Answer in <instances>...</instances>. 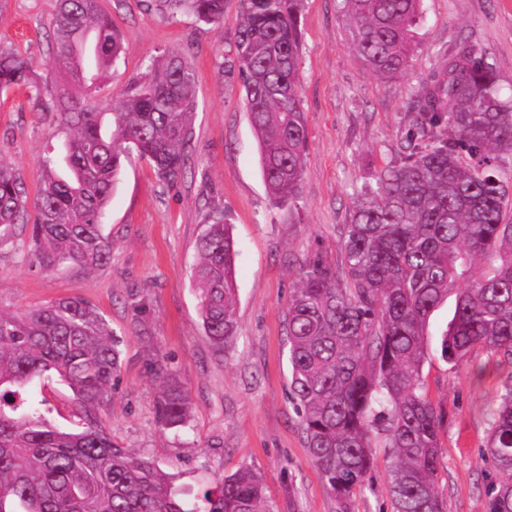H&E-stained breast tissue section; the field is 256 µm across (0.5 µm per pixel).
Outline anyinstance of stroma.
<instances>
[{"label":"stroma","mask_w":512,"mask_h":512,"mask_svg":"<svg viewBox=\"0 0 512 512\" xmlns=\"http://www.w3.org/2000/svg\"><path fill=\"white\" fill-rule=\"evenodd\" d=\"M125 53L101 84L100 102L117 103L147 57L185 52L198 78L189 168L176 186L160 182L139 157L126 162L103 232L107 263L46 271L31 263L27 233L0 242V309L19 311L63 297L95 304L121 339V370L98 409L122 449L153 461L188 504L224 476L248 468L261 476L274 512H391L384 448L366 486L347 502L328 490L305 446L290 393L284 319L306 262L341 261V231L354 197L382 167L410 153L421 88L448 58L475 46L495 60L502 97L512 96V0H423V26L401 76L384 80L352 49L339 0H302L300 94L308 149L297 198L272 207L259 165L244 92L224 71L233 54L238 0H225L224 22L201 25L165 18L146 0H103ZM54 0H8L0 13V46L17 49L42 73L55 75ZM59 142L56 117L36 111L26 92L0 96V157L37 191L44 157ZM223 213L237 244V334L216 351L198 315L190 267L209 215ZM455 306L445 300L428 326L422 375L445 416L438 429L435 481L444 512H487L497 474L484 457L497 397L508 372L497 355L477 348L459 370L441 353ZM187 390L190 423L163 428L162 386L152 358ZM62 430L81 431L83 413L71 389L51 378L36 390Z\"/></svg>","instance_id":"stroma-1"}]
</instances>
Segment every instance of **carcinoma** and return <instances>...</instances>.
<instances>
[{
    "instance_id": "1",
    "label": "carcinoma",
    "mask_w": 512,
    "mask_h": 512,
    "mask_svg": "<svg viewBox=\"0 0 512 512\" xmlns=\"http://www.w3.org/2000/svg\"><path fill=\"white\" fill-rule=\"evenodd\" d=\"M300 0H239L235 53L259 168L270 202L288 205L303 176L307 116L300 98ZM422 0H342L353 49L374 74L405 69ZM159 14L224 22V0H149ZM60 76L0 48V92L24 90L65 134L43 161L40 186L0 158V234L28 228L43 269L92 271L110 257L103 234L124 162L146 159L168 185L184 177L197 109L196 73L171 49L131 78L117 104L92 96L124 53L102 0H55L51 19ZM417 147L360 191L341 232V266L318 257L301 268L286 311L290 389L306 448L329 491L347 500L368 479L375 439L385 442L393 512H443L435 489L440 408L423 389L427 324L452 291L442 355L458 367L476 347L512 366V99L495 64L471 47L425 83L414 120ZM224 214L209 216L191 278L207 336L220 351L236 334L235 260ZM487 270L477 272L478 262ZM121 369L119 340L89 302L60 298L0 310V512H188L167 474L112 443L96 408ZM162 382L160 423L187 427L183 386L151 361ZM57 375L83 407L80 432L53 424L31 391ZM486 454L501 479L487 512H512V379L493 413ZM199 512H273L261 477L242 470L204 495Z\"/></svg>"
}]
</instances>
